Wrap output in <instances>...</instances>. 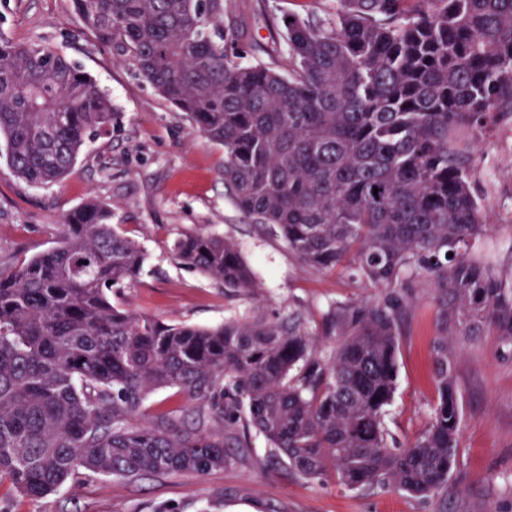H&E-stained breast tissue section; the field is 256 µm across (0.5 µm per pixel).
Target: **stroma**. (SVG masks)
Wrapping results in <instances>:
<instances>
[{
    "instance_id": "stroma-1",
    "label": "stroma",
    "mask_w": 512,
    "mask_h": 512,
    "mask_svg": "<svg viewBox=\"0 0 512 512\" xmlns=\"http://www.w3.org/2000/svg\"><path fill=\"white\" fill-rule=\"evenodd\" d=\"M220 26L239 62L286 69L283 18L333 0H223ZM0 38L41 41L64 51L111 98L117 118L89 140L65 180L32 186L0 159V269L51 246L49 225L95 196L112 221L138 240L145 258L130 284L112 291L123 308L165 321L212 326L230 317L299 313L320 326L338 303L381 289L336 269L304 267L279 235L258 232L224 190V149L191 132L177 111L126 60L85 34L72 0H0ZM475 155V192L489 216L479 255L512 283V116L498 120ZM237 242L256 283L233 293L171 255L180 234ZM398 294L405 306L398 377L385 417L390 447H407L426 427L436 399L432 344L438 307L429 277L417 272ZM455 385L463 420L447 491L426 499L393 487L351 490L333 473L306 479L288 466L259 468L265 438L231 449L221 470L161 474L137 481L77 474L57 492L31 500L0 490V512H512V347L495 334L457 339Z\"/></svg>"
}]
</instances>
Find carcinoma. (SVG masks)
<instances>
[{
    "instance_id": "cac0c4a2",
    "label": "carcinoma",
    "mask_w": 512,
    "mask_h": 512,
    "mask_svg": "<svg viewBox=\"0 0 512 512\" xmlns=\"http://www.w3.org/2000/svg\"><path fill=\"white\" fill-rule=\"evenodd\" d=\"M73 4L86 33L224 147L236 207L305 267H349L390 289L429 276L437 398L415 440L390 448L402 336L392 292L330 307L327 354L301 314L200 327L113 303L144 255L90 197L49 225L51 247L0 271V486L37 500L79 472L205 475L253 430L269 462L305 478L331 470L349 489L419 498L448 488L462 423L454 337L492 330L512 346V287L470 255L486 220L477 141H459L512 113V0H336L290 13L286 74L224 51L222 0ZM115 116L63 51L0 41V144L18 179L63 181ZM171 252L227 290L255 288L229 238L185 233ZM166 388L201 405L147 416Z\"/></svg>"
}]
</instances>
